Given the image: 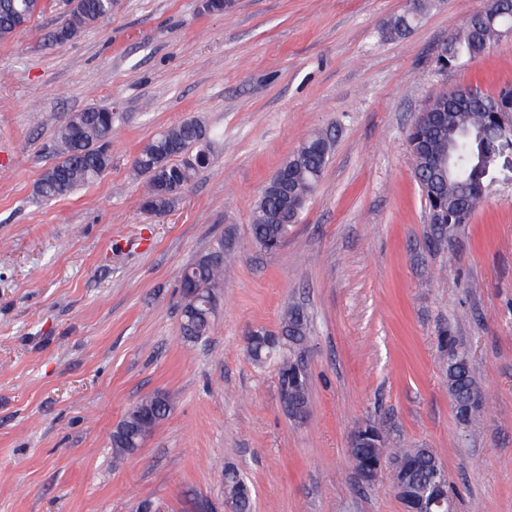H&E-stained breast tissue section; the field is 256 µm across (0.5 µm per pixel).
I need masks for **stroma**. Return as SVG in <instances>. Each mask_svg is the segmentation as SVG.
<instances>
[{
  "instance_id": "stroma-1",
  "label": "stroma",
  "mask_w": 512,
  "mask_h": 512,
  "mask_svg": "<svg viewBox=\"0 0 512 512\" xmlns=\"http://www.w3.org/2000/svg\"><path fill=\"white\" fill-rule=\"evenodd\" d=\"M115 0L59 45L65 0H44L0 42V512H224L225 466L254 512H403L364 482L349 442L368 421L434 449L456 512H512V173L447 252L430 241L407 132L441 93L512 85V37L441 70L436 59L485 0ZM112 109V166L48 203L55 130ZM202 117L213 159L163 215L139 208L132 162L160 131ZM336 136L322 182L277 251L250 247L262 186L309 134ZM239 258L207 339L182 336L183 269L216 239ZM310 318L301 354L310 415L290 420L275 364L246 353L286 307ZM470 352L485 407L459 428L441 332ZM167 393L169 416L121 467L109 437L130 406ZM428 1H413L412 7L403 14L392 17L386 24L385 35L390 38L406 36L417 24L428 7Z\"/></svg>"
}]
</instances>
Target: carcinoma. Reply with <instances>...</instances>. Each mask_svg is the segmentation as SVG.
Here are the masks:
<instances>
[{
    "instance_id": "cac0c4a2",
    "label": "carcinoma",
    "mask_w": 512,
    "mask_h": 512,
    "mask_svg": "<svg viewBox=\"0 0 512 512\" xmlns=\"http://www.w3.org/2000/svg\"><path fill=\"white\" fill-rule=\"evenodd\" d=\"M113 0H67L61 27L54 33L57 43L72 39L112 16ZM502 0H488L486 6L466 18L462 32L451 38L456 59L487 52L499 40L498 30L512 28V14L500 9ZM427 0H414L406 12L386 24L390 38L406 36L427 9ZM41 10V0H0V42H8ZM498 95L482 93L463 104L449 94L434 98L420 113L408 134V148L414 174L420 183L428 208L439 205L448 213V223L429 227L434 247L445 249L448 236L467 223L482 202L490 185L498 178L500 160L496 156V135L491 113ZM115 131L112 110L91 104L75 112L57 127L56 160L45 168L34 187V198L51 201L66 197L97 181L112 166L110 150ZM214 132L199 116L171 125L146 143L133 161L134 175L142 180L140 208L153 215L170 212L186 188L212 158ZM334 136L308 135L268 181L252 206L251 243L265 251H275L301 221L317 191L334 149ZM232 255L224 239L190 263L181 275L180 286L198 292L191 300L181 295V331L190 342L201 340L212 331L218 290L224 283V265ZM308 315L297 305L284 312L278 330H256L247 347L257 365L275 362L278 391L283 407L297 402L292 388L297 359L293 352L307 340ZM443 365L450 393L458 408L471 402L477 391L471 360L455 357L458 345L453 337L442 335ZM171 411L170 397L162 392L142 398L126 413L110 436L112 462L121 464L132 455L139 439L149 434ZM382 429L368 424V430L352 447L357 456L374 459L400 456L410 467V480L424 488L434 480L433 458L415 448H392L380 438ZM224 501L233 512H252V490L247 478L233 468H224Z\"/></svg>"
}]
</instances>
